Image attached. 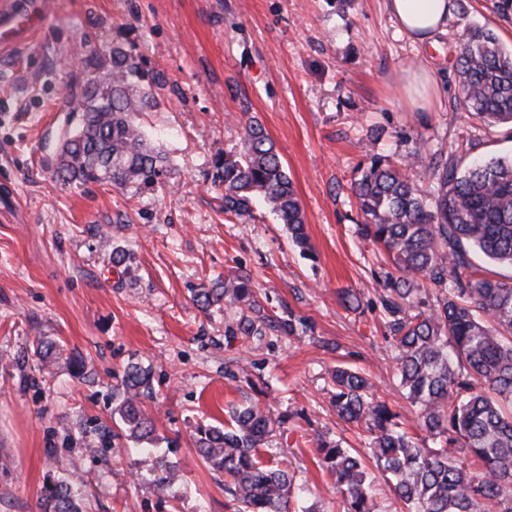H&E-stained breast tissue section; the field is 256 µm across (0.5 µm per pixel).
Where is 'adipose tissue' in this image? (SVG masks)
<instances>
[{
  "label": "adipose tissue",
  "mask_w": 512,
  "mask_h": 512,
  "mask_svg": "<svg viewBox=\"0 0 512 512\" xmlns=\"http://www.w3.org/2000/svg\"><path fill=\"white\" fill-rule=\"evenodd\" d=\"M387 9L401 34L412 44H432L436 34L443 32L455 8L453 0H385ZM405 89L415 111H431L439 98L438 83L428 63L407 70Z\"/></svg>",
  "instance_id": "obj_1"
}]
</instances>
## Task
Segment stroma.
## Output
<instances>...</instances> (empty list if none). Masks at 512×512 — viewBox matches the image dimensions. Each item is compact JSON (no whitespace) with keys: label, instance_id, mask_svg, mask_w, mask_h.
Returning a JSON list of instances; mask_svg holds the SVG:
<instances>
[{"label":"stroma","instance_id":"35a3bbf8","mask_svg":"<svg viewBox=\"0 0 512 512\" xmlns=\"http://www.w3.org/2000/svg\"><path fill=\"white\" fill-rule=\"evenodd\" d=\"M12 2L14 23L31 14L35 24L0 44V512H40L46 485L65 476L77 478L83 512H233L223 473L198 455L193 434L252 403L281 421L264 460L306 481L318 512H344L313 435L342 440L372 477L380 472L367 433L330 403V370L358 369L420 432L384 337L395 268L362 234L351 184L372 158L400 161L421 143L444 154L465 135L471 155H512V128L460 109L454 68L472 28L512 48V9L458 0L445 32L421 48L398 33L385 0ZM117 44L161 79L142 123L171 159L155 190L134 197L56 175L80 63ZM423 57L442 92L433 111L415 112L402 73ZM249 119L288 170L313 257L264 208L224 213L214 163L240 149ZM116 247L130 252L128 268L112 267ZM240 273L273 321L256 337L231 334L238 306L207 312L193 302ZM344 289L357 310L340 306ZM291 318L306 332L284 333ZM37 336L64 350L51 372L34 367ZM72 355L88 380L71 375ZM131 362L153 369L144 405L157 453L178 474L163 494L112 415V387Z\"/></svg>","mask_w":512,"mask_h":512}]
</instances>
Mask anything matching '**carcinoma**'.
I'll return each mask as SVG.
<instances>
[{
	"label": "carcinoma",
	"instance_id": "obj_1",
	"mask_svg": "<svg viewBox=\"0 0 512 512\" xmlns=\"http://www.w3.org/2000/svg\"><path fill=\"white\" fill-rule=\"evenodd\" d=\"M86 79L72 107L73 124L59 149L56 172L66 184H109L136 194L155 186L169 163L139 116L157 106L151 81L134 58L112 47L110 63L82 61ZM455 68L460 106L484 124L512 127V50L487 28L459 42ZM224 187V213L242 216L257 203L288 225L292 242L313 253L301 205L287 169L263 126L249 120L242 146L215 162ZM437 180L430 195L411 171ZM366 239L381 245L400 276L387 284L386 339L393 348L399 387L415 408L420 428L435 442L426 447L402 426L400 413L375 399L363 374L342 366L331 372L337 415L370 434L375 463L392 482L403 512H512V282L490 276L471 253L512 266V157H489L461 166L458 150L427 159L419 146L411 159L371 160L352 183ZM435 286L433 303L418 300L420 281ZM261 312L250 278L235 275L198 293L203 310L222 301ZM34 355L50 366L58 346L37 336ZM151 368L129 364L112 414L123 435L137 443L154 437L140 396ZM281 422L257 404L235 408L230 426L197 427L199 454L224 473L234 512H317L286 468L268 465ZM320 463L342 493L345 512H378L374 481L359 453L324 434L314 437ZM155 486L165 492L174 469L152 458ZM74 478L46 489L45 512H80Z\"/></svg>",
	"mask_w": 512,
	"mask_h": 512
}]
</instances>
